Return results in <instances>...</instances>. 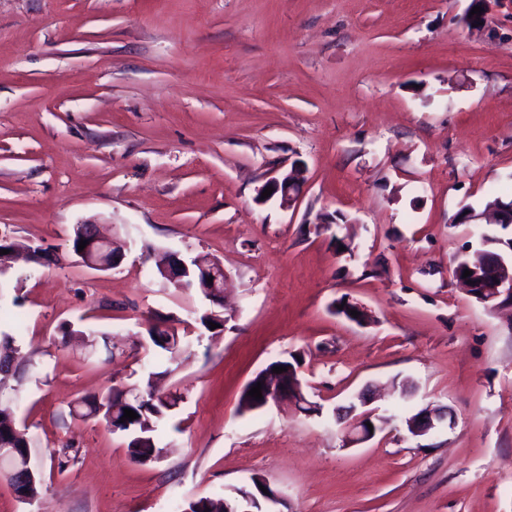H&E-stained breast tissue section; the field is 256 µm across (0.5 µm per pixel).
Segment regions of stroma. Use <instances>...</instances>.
I'll return each mask as SVG.
<instances>
[{"instance_id":"stroma-1","label":"stroma","mask_w":512,"mask_h":512,"mask_svg":"<svg viewBox=\"0 0 512 512\" xmlns=\"http://www.w3.org/2000/svg\"><path fill=\"white\" fill-rule=\"evenodd\" d=\"M471 2L0 0V236L58 256L16 263L0 298V331L21 325L34 362L0 402L43 481L36 506L0 479V512H163L256 475L278 512H512V311L453 274L483 234L512 238L456 219L512 196V0H487L479 29ZM297 162V201L260 199ZM78 224L123 244L120 266L78 263ZM160 251L221 261L220 336L196 291L157 275ZM344 296L369 324L331 311ZM155 323L181 339L163 385L183 400L138 464L69 404L157 370ZM70 327L108 342L86 356L62 345ZM292 357L317 412L239 413L248 381ZM405 380L410 413L444 406L452 425L346 443L335 409L375 390L389 414Z\"/></svg>"}]
</instances>
